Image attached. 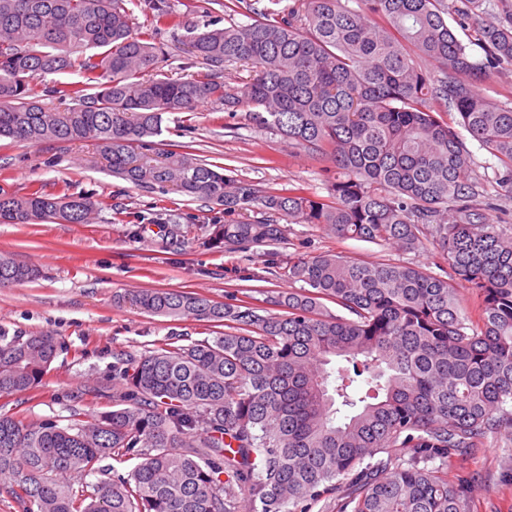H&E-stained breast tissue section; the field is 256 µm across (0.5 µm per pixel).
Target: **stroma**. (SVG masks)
Wrapping results in <instances>:
<instances>
[{"mask_svg": "<svg viewBox=\"0 0 512 512\" xmlns=\"http://www.w3.org/2000/svg\"><path fill=\"white\" fill-rule=\"evenodd\" d=\"M163 137L195 148L208 161L264 190L284 193L302 186L325 195V163L288 142L275 130L228 116L204 104L193 113L171 115ZM93 145L51 143L32 147L0 140V189L25 193L43 189L83 194L95 204L89 224H0V253L39 268L41 277L0 286V327L33 334L50 331L66 349L39 387L0 401V412L27 421L65 420L72 413L112 407V355L141 354L181 335L193 340L223 334V324L151 316L118 306L116 295L153 288L191 291L216 302L228 296L259 304L268 292L291 289L288 278L257 280L259 265L237 252L203 247L211 206L176 194L146 193L87 164ZM166 211L178 222L173 233L150 224ZM278 252L295 257L333 251L370 261L410 263L436 271L442 260L432 246L415 252L357 239H339L314 224H292ZM104 385L102 395H85L86 385ZM477 474L471 512H512V440L489 438L475 459L461 466Z\"/></svg>", "mask_w": 512, "mask_h": 512, "instance_id": "obj_1", "label": "stroma"}]
</instances>
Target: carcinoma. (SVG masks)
I'll return each mask as SVG.
<instances>
[{
    "label": "carcinoma",
    "instance_id": "1",
    "mask_svg": "<svg viewBox=\"0 0 512 512\" xmlns=\"http://www.w3.org/2000/svg\"><path fill=\"white\" fill-rule=\"evenodd\" d=\"M0 0V138L30 146L92 141L93 167L161 194L212 205L205 246L264 259V278L300 284L248 302L147 289L115 297L153 316L222 323L212 340L164 343L112 362V409L61 424L0 414V487L23 512H470V481L448 470L491 435L512 440V108L477 81L512 62V11L485 23L484 0H215L248 24L199 27L169 0ZM473 23L475 54L451 19ZM186 28L202 70L157 73V31ZM246 68L240 86L224 64ZM77 74L70 86L34 81ZM95 92H86L87 87ZM217 103L331 164L327 195L269 193L162 139L169 114ZM464 129L492 158L472 176ZM262 207L341 238L414 251L419 266L319 253L279 258L287 226ZM87 197L0 192L1 224H87ZM40 271L0 255V284ZM481 299L466 315L457 284ZM336 310H331V307ZM52 332L0 329V398L38 386L63 351ZM134 461L125 474L110 461Z\"/></svg>",
    "mask_w": 512,
    "mask_h": 512
}]
</instances>
